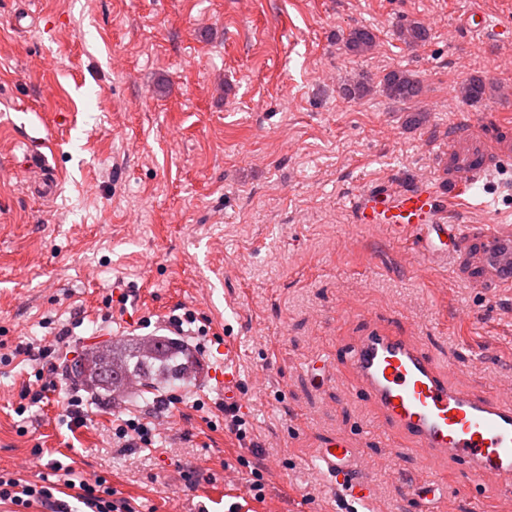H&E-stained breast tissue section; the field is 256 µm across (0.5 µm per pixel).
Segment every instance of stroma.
<instances>
[{
	"instance_id": "stroma-1",
	"label": "stroma",
	"mask_w": 512,
	"mask_h": 512,
	"mask_svg": "<svg viewBox=\"0 0 512 512\" xmlns=\"http://www.w3.org/2000/svg\"><path fill=\"white\" fill-rule=\"evenodd\" d=\"M472 2L0 0V354L53 339L76 316L69 365L93 346L171 336L170 316L187 310L208 329L194 380L168 387L176 405L154 416V448L112 445L113 419L154 415L153 395L100 396L72 430L63 408L86 385L64 377L21 418L26 365H0V471L34 480L60 463L106 478L136 512H338L311 471L315 450L324 436L362 430L373 512H409L416 449L351 401L347 366L322 384L306 366L383 316L457 384L481 392L512 380V283L490 263L499 212L512 209L499 179L466 195L444 265L355 223L351 209L379 180L445 191L468 179L480 137L512 140L491 100L448 98L474 76L512 83V38L457 28ZM26 5L41 21L14 29L10 16ZM413 20L429 31L418 46L397 36ZM359 26L376 42L355 56L342 36ZM392 69L421 81L416 104L341 93L347 78ZM468 123L475 132L462 133ZM47 143L60 174L49 201L28 191L23 166ZM118 280L134 292L112 308ZM228 336L248 404L243 441L215 406ZM438 476L447 491L428 512L512 506L476 499L460 465Z\"/></svg>"
}]
</instances>
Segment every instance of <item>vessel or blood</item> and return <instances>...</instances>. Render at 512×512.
Segmentation results:
<instances>
[{"mask_svg": "<svg viewBox=\"0 0 512 512\" xmlns=\"http://www.w3.org/2000/svg\"><path fill=\"white\" fill-rule=\"evenodd\" d=\"M492 145L482 147L473 160L471 180L452 183L447 195L420 183L411 187L385 180L359 190L352 211L359 224H381L397 239L409 242L429 263L448 258L441 238H459L462 227L448 221V202L460 201L474 181L491 174L483 159ZM25 165L34 173L33 189L48 196L59 184L54 168L39 150H30ZM238 350L233 337L224 339V401L243 405L245 399L236 372ZM344 360L354 377L353 400L376 410L384 426L420 451L419 478L410 485L412 512H424L445 484L433 476L437 459L464 466L469 487L479 500L493 503L512 496V402L492 392H475L453 384L438 361L389 321L372 318ZM364 449L353 435L342 433L315 450V468L330 479L343 512H367L373 492L358 472Z\"/></svg>", "mask_w": 512, "mask_h": 512, "instance_id": "1", "label": "vessel or blood"}]
</instances>
